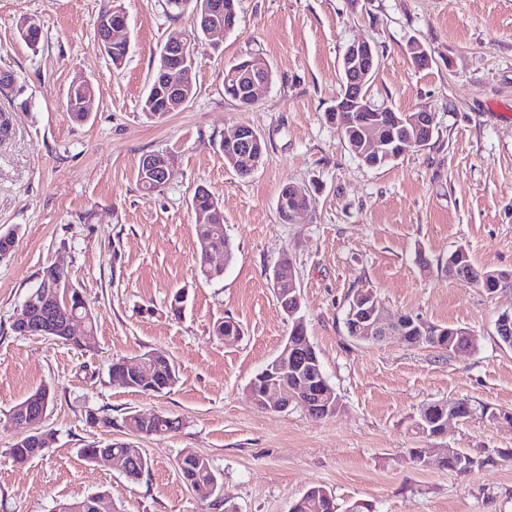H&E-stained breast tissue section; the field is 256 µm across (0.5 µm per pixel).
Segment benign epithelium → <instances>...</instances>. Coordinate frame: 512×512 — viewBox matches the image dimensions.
Masks as SVG:
<instances>
[{"instance_id": "benign-epithelium-1", "label": "benign epithelium", "mask_w": 512, "mask_h": 512, "mask_svg": "<svg viewBox=\"0 0 512 512\" xmlns=\"http://www.w3.org/2000/svg\"><path fill=\"white\" fill-rule=\"evenodd\" d=\"M222 5L217 0H212L205 6L203 12L195 15L196 28L203 35L210 37L224 31L216 19V14L221 11ZM193 37L185 35L171 38L161 51L163 66L160 70L161 80L157 82V90L166 92L175 97L183 91V77L193 67ZM376 67V58L372 47L362 41L353 42L346 48L342 59V70L347 82V95L336 106L338 112H372L374 108L367 101L365 89L370 82V76ZM263 66L255 60H246L233 68V72H249L252 76L248 84L247 93L250 97H258L267 88V80L262 77ZM414 130H424L429 133L434 130L433 113L426 107L417 110L412 116L406 117ZM381 125H375L373 132L360 134V150L365 154L379 153L385 146L387 138L381 136ZM226 139L238 145V156L249 159L254 155V148L260 137L255 130L247 126H239L226 136ZM145 164L154 171L159 185H166L172 176V166L167 163L160 165L155 161L154 155L145 156ZM274 288L277 296L283 302L295 304V308L285 311L294 325H304L303 319L298 317L301 310V296L298 292L293 263L287 262L284 267H279L274 275ZM353 311L350 319L355 321L357 338L365 342H383L393 339L405 340L404 322L406 318L398 315L389 318L384 314V308L379 299L374 297L372 291H360L355 295L352 303ZM85 327V320L74 314L68 318L64 325H59L52 309L39 307L31 299L24 301L17 309L14 316V331L21 336L40 335L47 336L50 332L61 329L66 334L77 335L76 327ZM317 358L316 350L306 336L290 335L283 343L278 355L253 379L247 387V391L253 403L267 411L283 412L292 404L300 401V398L288 392L284 381L288 376L294 377L302 374L307 365ZM123 367L112 373V379L122 386H128L132 379L147 377L146 359L140 358L135 362L122 361ZM306 405L310 411L318 417H326L337 414L341 409V403L335 391L323 380L311 377L306 392ZM40 408V417H46V401L36 398L14 408L8 414L9 420L16 424L26 419L34 408ZM455 402L441 400L424 404L419 409V417L416 423L425 433L433 438H440L445 434L448 420L457 419Z\"/></svg>"}]
</instances>
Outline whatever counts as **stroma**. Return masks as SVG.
<instances>
[{
  "label": "stroma",
  "instance_id": "1",
  "mask_svg": "<svg viewBox=\"0 0 512 512\" xmlns=\"http://www.w3.org/2000/svg\"><path fill=\"white\" fill-rule=\"evenodd\" d=\"M130 48L113 70L97 33L104 0H0V231L16 229L0 261V512H58L61 504L106 492L119 512H289L310 487L372 512H512V429L482 419L450 421L444 437L411 428L424 403L467 399L512 411V347L495 323L511 296L448 275L465 249L474 264L512 268V0H238L234 31L193 43L195 98L163 118L140 110L173 29L193 33L192 11L166 0H117ZM42 36L29 47L22 17ZM369 43L378 69L374 104L435 114L431 140L394 163L370 167L349 152L325 112L341 91L349 44ZM419 42L432 56L418 68ZM257 54L274 81L257 105L224 94V67ZM94 88L89 119L73 122L63 104L76 78ZM28 108H20V101ZM265 142L262 165L241 176L219 143L233 127ZM162 152L173 175L160 191L137 180L142 156ZM305 188L311 207L292 223L277 210L285 184ZM205 185L224 209L234 245L221 277L207 280L191 199ZM294 264L301 314L340 413L316 418L299 407L259 410L247 387L280 351L292 322L272 272ZM51 264L63 268L97 314L96 342L81 351L42 336H20L13 318L28 288ZM186 289L174 315L170 299ZM373 289L389 315L464 328L476 350L446 353L398 341L367 343L345 326L348 302ZM235 339L215 336L224 320ZM165 351L178 380L147 394L112 380V361ZM53 400L43 423L49 453L14 462L25 433L10 409L39 387ZM102 410L112 427L91 428ZM164 413L178 429L134 438L149 460L138 482L120 463H88L81 450L125 439L131 413ZM413 448H456L475 464L461 473L421 468ZM193 453L218 476L214 500L183 482L177 461Z\"/></svg>",
  "mask_w": 512,
  "mask_h": 512
}]
</instances>
